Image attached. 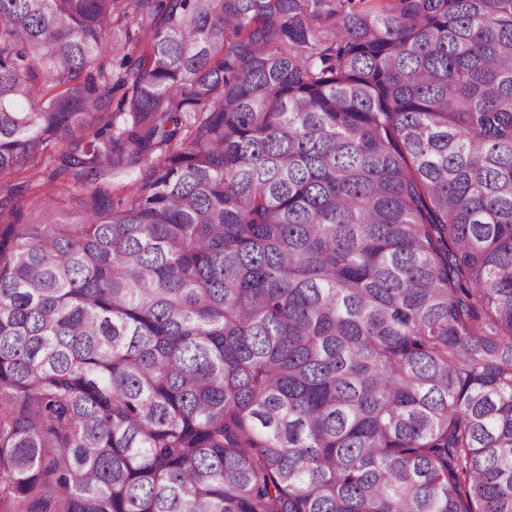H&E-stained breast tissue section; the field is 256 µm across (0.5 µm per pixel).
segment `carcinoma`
I'll list each match as a JSON object with an SVG mask.
<instances>
[{
    "label": "carcinoma",
    "mask_w": 512,
    "mask_h": 512,
    "mask_svg": "<svg viewBox=\"0 0 512 512\" xmlns=\"http://www.w3.org/2000/svg\"><path fill=\"white\" fill-rule=\"evenodd\" d=\"M56 144L0 512H512V0H0V176Z\"/></svg>",
    "instance_id": "cac0c4a2"
}]
</instances>
